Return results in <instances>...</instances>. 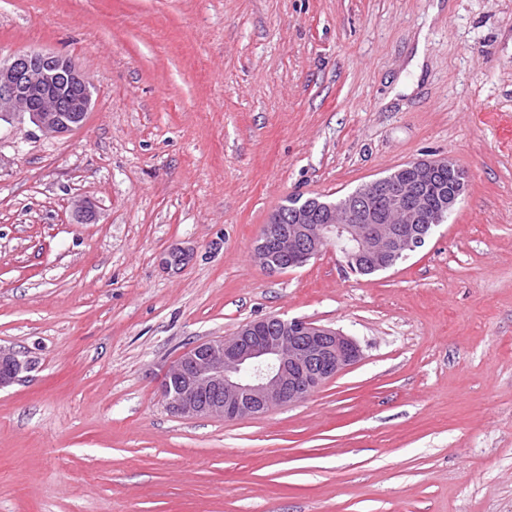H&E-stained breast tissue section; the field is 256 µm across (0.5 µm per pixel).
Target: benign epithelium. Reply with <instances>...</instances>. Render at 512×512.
Listing matches in <instances>:
<instances>
[{
	"label": "benign epithelium",
	"mask_w": 512,
	"mask_h": 512,
	"mask_svg": "<svg viewBox=\"0 0 512 512\" xmlns=\"http://www.w3.org/2000/svg\"><path fill=\"white\" fill-rule=\"evenodd\" d=\"M90 105V84L67 57L26 52L0 60V121L27 114L41 132L62 136L84 124ZM444 168L450 189L438 179ZM467 183L450 158L417 160L332 201L291 199L262 225L254 260L280 271L279 255L300 267L341 242L351 272L389 270L448 219ZM430 193L439 198L435 206ZM360 358L359 345L339 330L268 316L183 352L164 371L159 392L178 416L237 420L305 400ZM33 365L26 352L0 344V389Z\"/></svg>",
	"instance_id": "7a95c632"
}]
</instances>
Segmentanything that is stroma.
Wrapping results in <instances>:
<instances>
[{"instance_id":"stroma-1","label":"stroma","mask_w":512,"mask_h":512,"mask_svg":"<svg viewBox=\"0 0 512 512\" xmlns=\"http://www.w3.org/2000/svg\"><path fill=\"white\" fill-rule=\"evenodd\" d=\"M29 50L92 102L0 124V344L36 361L0 390V512H512V0H0ZM445 157L468 185L394 268L255 262L288 197ZM271 315L362 357L260 416L166 409L185 349Z\"/></svg>"}]
</instances>
